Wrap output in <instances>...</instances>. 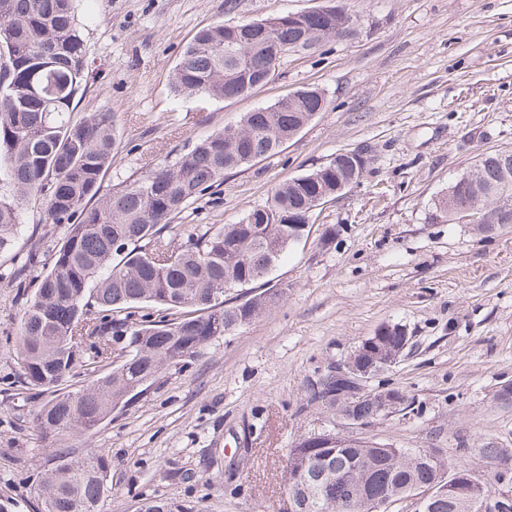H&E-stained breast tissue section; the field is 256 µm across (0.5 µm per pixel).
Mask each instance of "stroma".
Wrapping results in <instances>:
<instances>
[{
    "instance_id": "stroma-1",
    "label": "stroma",
    "mask_w": 512,
    "mask_h": 512,
    "mask_svg": "<svg viewBox=\"0 0 512 512\" xmlns=\"http://www.w3.org/2000/svg\"><path fill=\"white\" fill-rule=\"evenodd\" d=\"M335 4L352 36L285 54L273 77L226 100L180 95L182 50L217 22L261 20ZM89 80L73 117L111 113L120 144L102 189L116 191L247 112L313 87L327 107L276 153L224 175V189L179 223L234 224L289 179L360 150L361 182L317 209L307 236L256 292L282 296L260 317L169 368L92 434H44L42 395L22 388L14 341L20 285L65 239L44 208L22 211L24 232L0 252V499L38 512L39 479L56 449L101 450L111 492L104 512H136L164 498L188 512H288L287 454L300 435L344 433L307 407L306 385L343 362L381 326L402 325L413 349L373 386L413 398L412 413L378 419L366 434L399 448H437L464 461L492 493L512 457V227L487 235L432 220L434 202L477 156L512 151V0H77Z\"/></svg>"
}]
</instances>
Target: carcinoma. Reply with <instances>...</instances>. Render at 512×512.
<instances>
[{"label": "carcinoma", "instance_id": "obj_1", "mask_svg": "<svg viewBox=\"0 0 512 512\" xmlns=\"http://www.w3.org/2000/svg\"><path fill=\"white\" fill-rule=\"evenodd\" d=\"M75 0H0V178L13 194L0 197V251L22 232L21 209L45 206L46 222L63 224V245L26 299L16 341L22 383L51 398L35 413L41 431L91 433L112 412L146 391L158 375L185 366L213 339L258 317L277 297L259 293L226 305L224 290L264 280L307 229L304 219L323 198H336L364 175L367 157L338 153L327 164L279 186L265 204L237 224L191 232L179 246L161 244L188 206L217 195L224 172L245 167L280 148L326 108L324 93L301 88L197 142L173 165L153 167L124 189L100 194L116 152L111 113L71 118L88 82V48L77 26ZM349 14L321 6L297 20L275 16L267 33L219 22L200 30L174 67L176 93L215 100L250 92L282 53L339 38ZM469 183L453 182L434 203V219L455 223L478 205L494 210L490 184L512 198V154L482 155ZM402 326L380 327L368 340L395 352ZM111 369L90 384L63 391L67 379L94 363ZM374 419L379 400L346 406ZM446 466L437 448H396L372 439L323 446L300 436L288 452V492L305 512H365L367 500L395 501L442 483ZM470 469L453 465V494L432 493L420 512H469ZM111 490L106 460L96 450L78 458L58 449L39 484L41 512H102ZM139 512H185L172 500H148Z\"/></svg>", "mask_w": 512, "mask_h": 512}]
</instances>
